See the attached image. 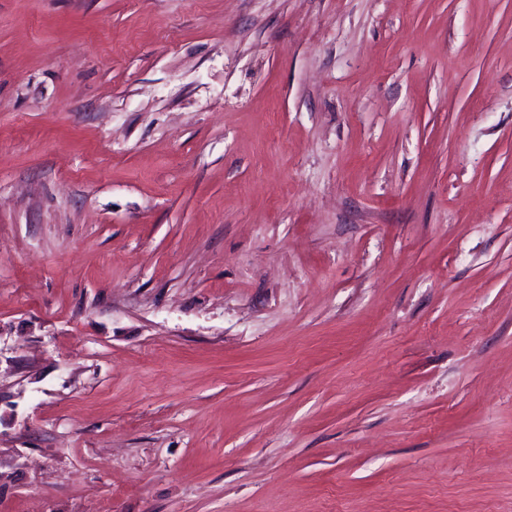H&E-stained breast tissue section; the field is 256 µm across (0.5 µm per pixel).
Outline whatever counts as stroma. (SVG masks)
<instances>
[{
  "label": "stroma",
  "mask_w": 512,
  "mask_h": 512,
  "mask_svg": "<svg viewBox=\"0 0 512 512\" xmlns=\"http://www.w3.org/2000/svg\"><path fill=\"white\" fill-rule=\"evenodd\" d=\"M0 512H512V0H0Z\"/></svg>",
  "instance_id": "35a3bbf8"
}]
</instances>
